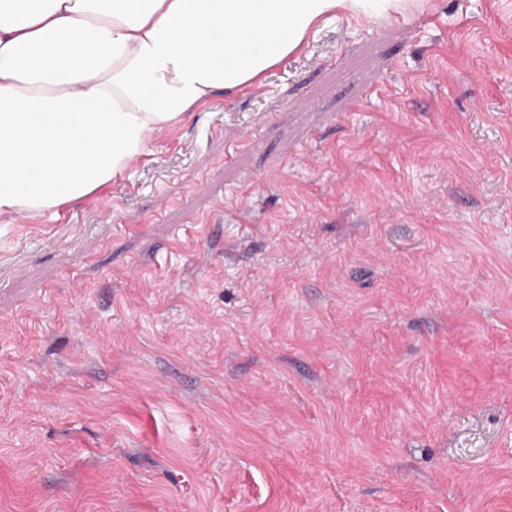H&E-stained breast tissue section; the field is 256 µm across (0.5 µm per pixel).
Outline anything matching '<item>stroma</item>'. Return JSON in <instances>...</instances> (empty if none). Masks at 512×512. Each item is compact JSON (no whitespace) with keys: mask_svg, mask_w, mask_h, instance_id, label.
<instances>
[{"mask_svg":"<svg viewBox=\"0 0 512 512\" xmlns=\"http://www.w3.org/2000/svg\"><path fill=\"white\" fill-rule=\"evenodd\" d=\"M399 12L0 223V512H512V0Z\"/></svg>","mask_w":512,"mask_h":512,"instance_id":"1","label":"stroma"}]
</instances>
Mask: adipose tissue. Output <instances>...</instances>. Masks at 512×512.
Segmentation results:
<instances>
[{
    "label": "adipose tissue",
    "mask_w": 512,
    "mask_h": 512,
    "mask_svg": "<svg viewBox=\"0 0 512 512\" xmlns=\"http://www.w3.org/2000/svg\"><path fill=\"white\" fill-rule=\"evenodd\" d=\"M400 0H0V216H41L261 80L336 10Z\"/></svg>",
    "instance_id": "ef3b65f1"
}]
</instances>
